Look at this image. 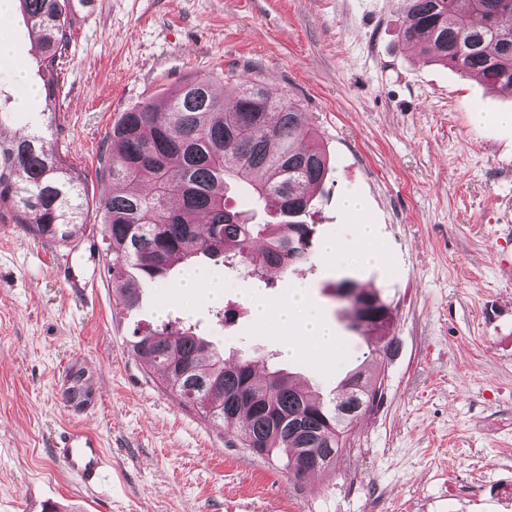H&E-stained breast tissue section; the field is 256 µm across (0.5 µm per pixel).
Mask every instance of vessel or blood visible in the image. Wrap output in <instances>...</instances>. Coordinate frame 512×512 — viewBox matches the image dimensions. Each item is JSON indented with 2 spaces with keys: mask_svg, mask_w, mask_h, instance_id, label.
Returning <instances> with one entry per match:
<instances>
[{
  "mask_svg": "<svg viewBox=\"0 0 512 512\" xmlns=\"http://www.w3.org/2000/svg\"><path fill=\"white\" fill-rule=\"evenodd\" d=\"M54 454L66 472L86 489L98 488L109 459L98 435L83 426H68L52 439Z\"/></svg>",
  "mask_w": 512,
  "mask_h": 512,
  "instance_id": "b4317fda",
  "label": "vessel or blood"
}]
</instances>
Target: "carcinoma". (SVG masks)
<instances>
[{
	"label": "carcinoma",
	"mask_w": 512,
	"mask_h": 512,
	"mask_svg": "<svg viewBox=\"0 0 512 512\" xmlns=\"http://www.w3.org/2000/svg\"><path fill=\"white\" fill-rule=\"evenodd\" d=\"M403 41L428 61L455 68L488 88L512 89V0H402ZM27 31L40 51L38 75L46 107L60 95L69 19L63 0H19ZM233 105L208 78L183 84L163 109L151 103L122 113L110 133L112 152L99 159L101 176L119 186L98 207L103 267L127 310L142 303L144 285L162 284L180 263L219 260L263 279L270 268L302 272L312 262L316 225L306 221L327 173L305 112L286 95L272 96L247 76L224 77ZM81 175L55 144L22 127L0 138V208L32 236L66 242L84 222ZM263 207L270 220L249 223V210L226 204L231 185ZM367 297L374 315L358 327L382 340L391 305ZM132 353L157 370L162 387L205 417L242 426V444L265 454L298 449L336 461L345 433L376 402L378 391L360 369L341 382L344 398L325 401L295 387L282 369L256 374L252 362L226 365L212 342L192 328L134 330ZM249 391L241 397L239 392ZM269 402L280 419L258 407Z\"/></svg>",
	"instance_id": "carcinoma-1"
}]
</instances>
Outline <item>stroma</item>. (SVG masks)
<instances>
[{
    "instance_id": "35a3bbf8",
    "label": "stroma",
    "mask_w": 512,
    "mask_h": 512,
    "mask_svg": "<svg viewBox=\"0 0 512 512\" xmlns=\"http://www.w3.org/2000/svg\"><path fill=\"white\" fill-rule=\"evenodd\" d=\"M62 89L47 116L31 97L21 122L43 128L84 177L85 222L66 243L34 238L0 209V512H512V92L419 59L402 39V0H75ZM0 96L39 87L17 0L0 24ZM259 77L303 105L330 158L305 275L269 269L276 290L203 258L222 285L186 294L183 266L117 305L94 226L99 158L122 113L163 104L191 78ZM26 83H19V74ZM482 113L475 122L474 113ZM361 198L356 213L347 196ZM377 228L362 262L356 227ZM336 240L340 256L326 254ZM378 291L391 345L350 330L341 279ZM303 291L336 328L300 343L276 310ZM193 326L225 362L284 369L324 399L352 369L380 391L329 469L294 476L287 456L243 446L240 427L202 418L129 351L134 330ZM94 430L112 459L89 491L52 453L55 432Z\"/></svg>"
}]
</instances>
